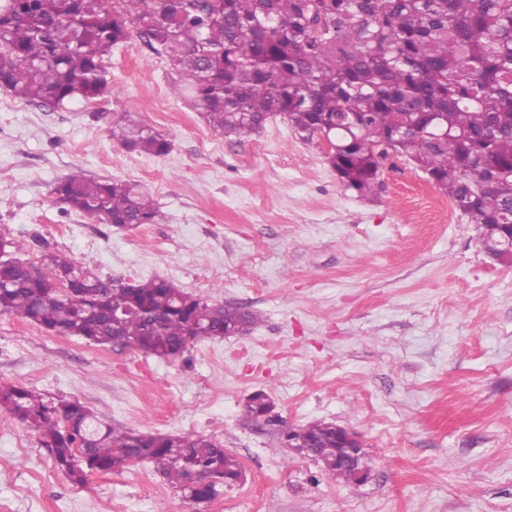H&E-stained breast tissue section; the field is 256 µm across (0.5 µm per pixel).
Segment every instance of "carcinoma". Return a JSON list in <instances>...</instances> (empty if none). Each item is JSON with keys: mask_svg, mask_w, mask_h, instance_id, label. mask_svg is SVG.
<instances>
[{"mask_svg": "<svg viewBox=\"0 0 512 512\" xmlns=\"http://www.w3.org/2000/svg\"><path fill=\"white\" fill-rule=\"evenodd\" d=\"M138 36L168 57L182 92L226 137L260 133L284 116L299 135H328L325 159L348 190L375 191L382 161L407 158L473 224L482 245L512 231V0H0V86L60 108L101 98L105 59ZM108 132L131 151L164 156L170 142L127 113ZM53 194L117 228L152 224L137 184L72 173ZM0 237V314L56 336L128 343L170 360L203 341L247 331L256 316L212 304L173 281L113 282L48 254V271ZM268 395L252 393L260 418ZM0 412L35 430L55 466L82 486L87 472L146 462L199 501L240 481L239 460L210 437L121 430L79 400L0 382ZM335 474L328 423L298 427Z\"/></svg>", "mask_w": 512, "mask_h": 512, "instance_id": "cac0c4a2", "label": "carcinoma"}]
</instances>
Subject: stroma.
I'll return each instance as SVG.
<instances>
[{"instance_id": "stroma-1", "label": "stroma", "mask_w": 512, "mask_h": 512, "mask_svg": "<svg viewBox=\"0 0 512 512\" xmlns=\"http://www.w3.org/2000/svg\"><path fill=\"white\" fill-rule=\"evenodd\" d=\"M107 67L92 102L49 108L0 90V236L24 242L29 262L63 253L104 280L169 279L257 322L168 361L3 314L0 382L80 400L115 428L214 438L246 480L198 504L148 463L76 487L35 431L0 413V512H512V265L458 211L427 223L444 195L406 159L389 156L362 197L282 117L257 135L215 133L139 39ZM113 110L170 152L125 149L108 133ZM74 172L142 184L155 223L64 209L51 190ZM258 390L271 420L246 410ZM313 422L360 435L365 483L283 447L282 425Z\"/></svg>"}]
</instances>
